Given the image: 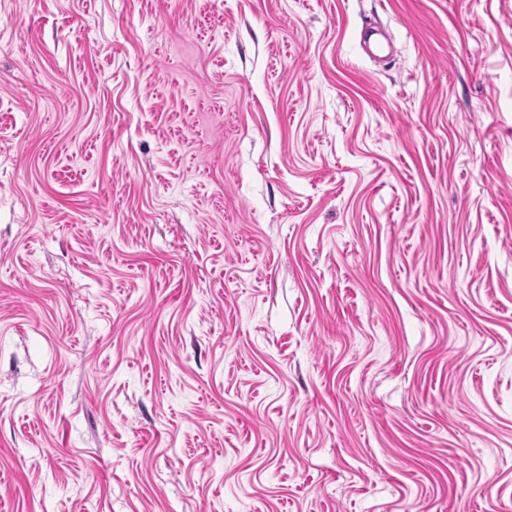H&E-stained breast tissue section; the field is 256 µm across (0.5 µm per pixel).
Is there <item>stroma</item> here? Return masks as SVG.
Wrapping results in <instances>:
<instances>
[{"label": "stroma", "mask_w": 512, "mask_h": 512, "mask_svg": "<svg viewBox=\"0 0 512 512\" xmlns=\"http://www.w3.org/2000/svg\"><path fill=\"white\" fill-rule=\"evenodd\" d=\"M0 512H512V0H0Z\"/></svg>", "instance_id": "1"}]
</instances>
